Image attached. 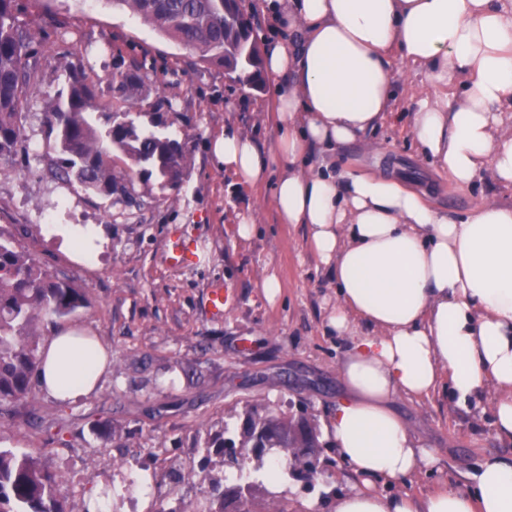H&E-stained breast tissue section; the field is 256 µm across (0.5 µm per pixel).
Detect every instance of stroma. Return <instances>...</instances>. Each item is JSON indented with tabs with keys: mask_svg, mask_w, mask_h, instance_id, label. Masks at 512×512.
Masks as SVG:
<instances>
[{
	"mask_svg": "<svg viewBox=\"0 0 512 512\" xmlns=\"http://www.w3.org/2000/svg\"><path fill=\"white\" fill-rule=\"evenodd\" d=\"M16 22L42 39L32 73L36 87L25 109L28 157L0 166V231L50 272L84 288L87 305L72 319L42 323L44 336L62 329L97 339L108 354L94 392L63 403L42 391L0 422V448L45 459L62 477L67 512H184L208 506L212 481L231 486L223 459L203 463L204 443L226 432L237 437L250 407L305 413L317 426L342 396L338 368L349 348L327 326L336 285L311 250L303 225L279 223L270 184L240 183L212 158L210 143L225 130L254 134L272 145L278 135L275 92L231 83L223 68L197 63L195 53L163 36L112 0H18ZM80 67L111 102L107 77L143 66L155 85L135 109L143 130L161 113L167 135L185 143L191 161L177 189L133 179L138 204L113 206L79 185L47 176L53 151L43 127L44 90L67 82L65 63ZM378 151L361 144L313 154L314 165L337 173L390 174L423 194L430 206L459 220L491 199L512 203V187L483 174L472 185L449 181L424 160L403 120H388L374 135ZM258 232L236 234L240 215ZM54 224L92 230L97 257L87 263L52 234ZM179 231L195 240L199 259L189 267L167 260V239ZM275 274L280 291L260 286ZM224 284L232 297L223 318L205 312L206 293ZM420 447L433 449L430 473L385 486L389 496L417 497L466 489L477 464L511 455L512 442L495 431L487 402L469 411L446 396L395 402ZM335 464L305 483L288 477L279 494L254 482L253 512L272 506L332 512L334 496L359 480L336 451ZM147 470L150 497H104L134 472Z\"/></svg>",
	"mask_w": 512,
	"mask_h": 512,
	"instance_id": "obj_1",
	"label": "stroma"
}]
</instances>
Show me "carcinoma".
Wrapping results in <instances>:
<instances>
[{
    "label": "carcinoma",
    "mask_w": 512,
    "mask_h": 512,
    "mask_svg": "<svg viewBox=\"0 0 512 512\" xmlns=\"http://www.w3.org/2000/svg\"><path fill=\"white\" fill-rule=\"evenodd\" d=\"M198 54L206 65L225 66L240 74L253 90L264 85L254 22L243 23L236 11L224 14V0H113ZM16 0H0V164L27 153L23 109L34 91L31 73L37 64L36 34L15 24ZM66 88L48 99L43 113L56 158L50 173L75 183L112 204L132 206V174L177 187L189 152L185 145L157 130H139L129 112H105L98 129L88 115L103 109L95 84L85 72L68 69ZM113 94L134 105L152 90L140 68L110 77ZM86 305L84 290L41 266L15 239L0 232V420L33 397L32 376L43 361L39 323L68 318ZM311 437L298 432L293 415L246 411L238 448H251L259 432L268 433L266 447L282 448L294 471L315 466L323 444L313 421ZM0 512H66L60 482L38 458L0 448Z\"/></svg>",
    "instance_id": "obj_1"
}]
</instances>
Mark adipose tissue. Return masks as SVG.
Segmentation results:
<instances>
[{"label": "adipose tissue", "instance_id": "adipose-tissue-1", "mask_svg": "<svg viewBox=\"0 0 512 512\" xmlns=\"http://www.w3.org/2000/svg\"><path fill=\"white\" fill-rule=\"evenodd\" d=\"M273 23L263 73L278 87L271 147L228 131L211 153L241 182H271L279 223L303 224L334 277L328 326L354 342L340 365L345 395L326 426L360 483L332 512H512V455L486 458L467 491L390 497L435 461L413 442L392 402L448 386L459 407L487 389L499 437L512 440V203L488 202L455 222L392 178L337 176L307 162L311 149L365 141L391 118L399 74L417 67L414 139L459 186L484 171L512 184V0H264ZM104 349L62 331L37 378L61 401L92 393Z\"/></svg>", "mask_w": 512, "mask_h": 512}]
</instances>
